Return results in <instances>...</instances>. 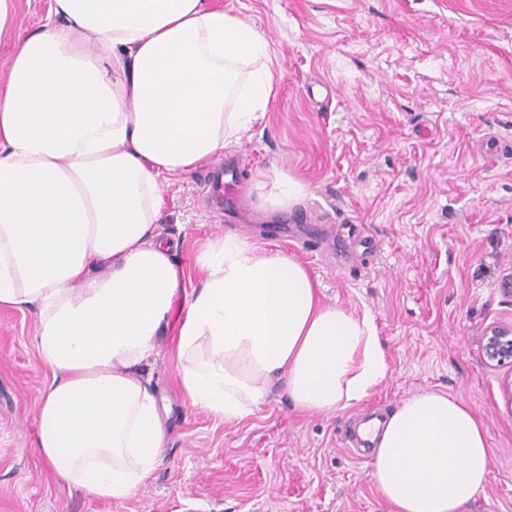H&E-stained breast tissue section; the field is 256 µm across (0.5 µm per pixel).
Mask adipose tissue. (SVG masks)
<instances>
[{"instance_id":"1","label":"adipose tissue","mask_w":512,"mask_h":512,"mask_svg":"<svg viewBox=\"0 0 512 512\" xmlns=\"http://www.w3.org/2000/svg\"><path fill=\"white\" fill-rule=\"evenodd\" d=\"M275 95L267 43L205 0H49L0 84V304L36 310L52 371L37 452L90 498L125 500L157 467L165 428L139 376L177 320L182 390L240 421L281 386L333 413L387 376L370 316L321 302L307 269L233 235L183 273L157 221L161 186L223 155ZM392 512H460L490 476L484 423L439 392L409 397L372 430Z\"/></svg>"}]
</instances>
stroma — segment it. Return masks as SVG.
Returning a JSON list of instances; mask_svg holds the SVG:
<instances>
[{"label":"stroma","instance_id":"stroma-1","mask_svg":"<svg viewBox=\"0 0 512 512\" xmlns=\"http://www.w3.org/2000/svg\"><path fill=\"white\" fill-rule=\"evenodd\" d=\"M265 38L276 97L225 149L244 157L245 211L227 222L203 168L163 186L159 224L200 287L205 252L227 233L301 262L324 303L374 318L389 370L362 403L302 413L272 393L239 422L192 406L175 330L141 377L166 399L163 458L129 499L89 498L36 454L50 369L34 311L0 306V512H389L371 460L343 444L364 414L440 391L484 422L488 483L462 512H512L511 370L482 336L512 325V0H207ZM281 171L307 188L287 211L254 184Z\"/></svg>","mask_w":512,"mask_h":512}]
</instances>
